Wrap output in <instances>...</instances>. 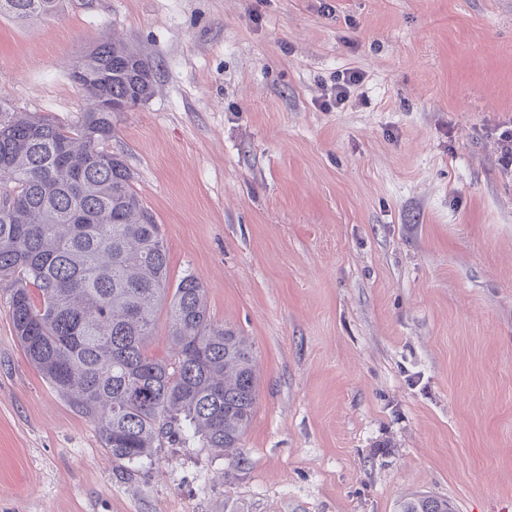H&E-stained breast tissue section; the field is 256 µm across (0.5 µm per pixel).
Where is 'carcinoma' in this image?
Instances as JSON below:
<instances>
[{"label":"carcinoma","instance_id":"cac0c4a2","mask_svg":"<svg viewBox=\"0 0 512 512\" xmlns=\"http://www.w3.org/2000/svg\"><path fill=\"white\" fill-rule=\"evenodd\" d=\"M60 0H0V16L49 17ZM90 107L59 124L0 105V279L11 278L16 338L29 362L90 419L117 463L179 440L238 447L258 399L256 349L212 320L193 275L169 285L160 225L124 159L112 116L148 101L154 74L135 48L106 41L70 72ZM166 355L150 349L159 312ZM397 512H453L414 495Z\"/></svg>","mask_w":512,"mask_h":512}]
</instances>
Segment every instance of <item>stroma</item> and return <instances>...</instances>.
I'll return each mask as SVG.
<instances>
[{
    "instance_id": "obj_1",
    "label": "stroma",
    "mask_w": 512,
    "mask_h": 512,
    "mask_svg": "<svg viewBox=\"0 0 512 512\" xmlns=\"http://www.w3.org/2000/svg\"><path fill=\"white\" fill-rule=\"evenodd\" d=\"M113 37L155 91L109 148L171 282L254 342L259 397L235 457L121 466L2 281L0 512H512V0H61L0 16V104L75 123L70 69ZM60 0H0V16L17 20L39 19L53 16ZM362 76L356 70H344L338 73L334 79V84L331 85V93L326 100L327 106H336L340 108L348 95L349 88L361 82ZM397 512H453L448 500L429 495H414L399 502Z\"/></svg>"
}]
</instances>
